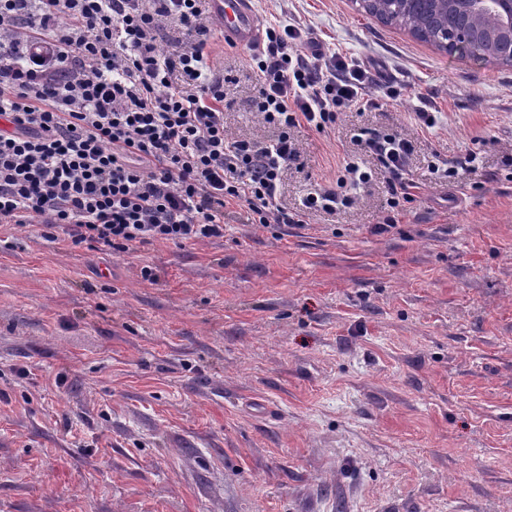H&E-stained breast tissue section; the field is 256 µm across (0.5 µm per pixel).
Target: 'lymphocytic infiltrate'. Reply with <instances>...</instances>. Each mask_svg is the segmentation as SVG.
<instances>
[{
  "mask_svg": "<svg viewBox=\"0 0 512 512\" xmlns=\"http://www.w3.org/2000/svg\"><path fill=\"white\" fill-rule=\"evenodd\" d=\"M170 18L185 37L163 46ZM213 38L207 0H0V224L38 223L69 248L110 255L183 247L223 238L235 206L262 228L336 213L378 171L391 213L375 231L394 229L418 199L415 146L399 131L358 129L335 186L298 209L280 187L300 159L291 129L326 136L341 112L398 105L415 88L377 83L369 64L279 18L249 54L254 110L279 135L237 139L224 130L225 77L206 63Z\"/></svg>",
  "mask_w": 512,
  "mask_h": 512,
  "instance_id": "obj_1",
  "label": "lymphocytic infiltrate"
}]
</instances>
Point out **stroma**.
<instances>
[{
    "label": "stroma",
    "mask_w": 512,
    "mask_h": 512,
    "mask_svg": "<svg viewBox=\"0 0 512 512\" xmlns=\"http://www.w3.org/2000/svg\"><path fill=\"white\" fill-rule=\"evenodd\" d=\"M414 85L443 112L344 115L294 130L334 181L353 126L413 137L421 198L375 233L382 184L281 235L225 216L224 237L107 256L43 228H0V512H512V66L477 63L363 15L356 0H257ZM247 48L229 133L269 141ZM479 162L443 181L432 155ZM151 267L155 281L142 279Z\"/></svg>",
    "instance_id": "35a3bbf8"
}]
</instances>
